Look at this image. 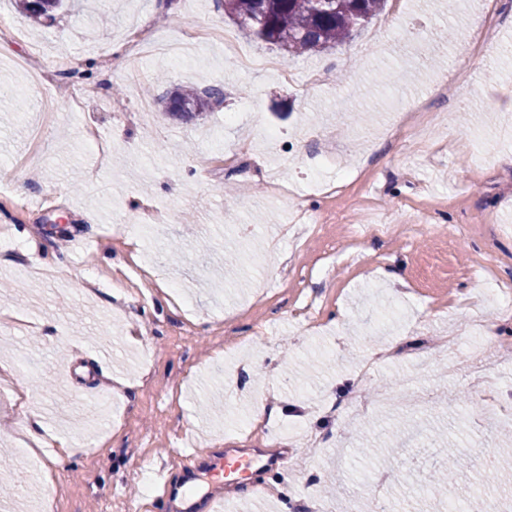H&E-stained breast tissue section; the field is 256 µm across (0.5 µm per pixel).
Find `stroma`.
<instances>
[{
  "mask_svg": "<svg viewBox=\"0 0 512 512\" xmlns=\"http://www.w3.org/2000/svg\"><path fill=\"white\" fill-rule=\"evenodd\" d=\"M190 23L284 59L293 79L242 70L220 39L195 65L151 47L116 63L125 35L170 45ZM480 24L496 38L474 49ZM457 67L453 132L432 125L410 142L392 101L441 109L436 80ZM392 70L395 88L379 78ZM0 74L13 88L0 94V227L17 242L0 249V360L14 371L0 399L27 386L47 428L82 449L46 466L54 449L19 442L23 412L0 419V512H41L38 497L51 512H207L208 471L183 503L156 487L164 464L183 481L191 449L203 462L227 448L291 455V468L226 490L231 512H278L267 488L286 478L288 512L312 496L371 512L378 495L392 512H434L412 487L450 447L468 461L462 492L493 464L512 471V441L499 439L512 426V320L479 346L491 372L481 410L462 417L469 386L447 373L470 360L472 315L512 306L475 289L488 251L512 281V164L498 142L512 120V0L389 2L354 39L296 58L239 31L216 0H66L47 24L0 0ZM187 84L224 99L188 121L168 114L163 98ZM63 85L105 93L72 112ZM352 113L361 122L342 124ZM329 142L335 165L314 167ZM145 205L174 210V223L113 232ZM422 217L426 235L364 233L358 260L343 253L348 225ZM50 254L65 275L33 273ZM383 344L389 360L359 377ZM117 377L130 388L113 393ZM354 396L369 414L348 416ZM260 406L272 418L257 425Z\"/></svg>",
  "mask_w": 512,
  "mask_h": 512,
  "instance_id": "35a3bbf8",
  "label": "stroma"
}]
</instances>
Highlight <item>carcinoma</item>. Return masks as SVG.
<instances>
[{
    "mask_svg": "<svg viewBox=\"0 0 512 512\" xmlns=\"http://www.w3.org/2000/svg\"><path fill=\"white\" fill-rule=\"evenodd\" d=\"M62 0H17L35 21L54 19ZM386 0H224V13L242 31L292 57L321 53L353 39ZM218 87L190 85L164 100L172 115L193 118L223 98Z\"/></svg>",
    "mask_w": 512,
    "mask_h": 512,
    "instance_id": "obj_1",
    "label": "carcinoma"
}]
</instances>
